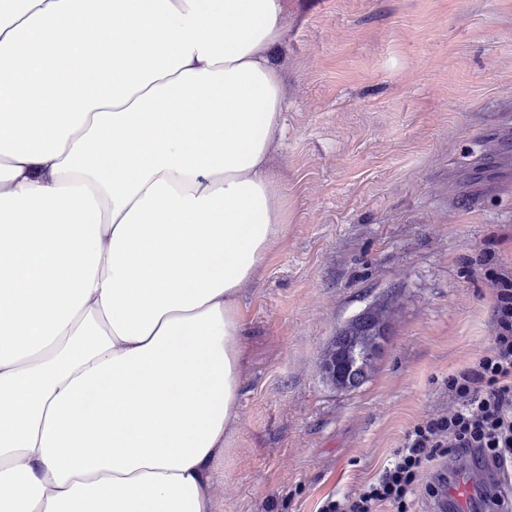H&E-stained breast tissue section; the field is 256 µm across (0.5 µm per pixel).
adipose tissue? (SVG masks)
<instances>
[{"instance_id":"obj_1","label":"adipose tissue","mask_w":512,"mask_h":512,"mask_svg":"<svg viewBox=\"0 0 512 512\" xmlns=\"http://www.w3.org/2000/svg\"><path fill=\"white\" fill-rule=\"evenodd\" d=\"M285 11L0 0V512H217Z\"/></svg>"}]
</instances>
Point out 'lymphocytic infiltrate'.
Instances as JSON below:
<instances>
[{
  "label": "lymphocytic infiltrate",
  "mask_w": 512,
  "mask_h": 512,
  "mask_svg": "<svg viewBox=\"0 0 512 512\" xmlns=\"http://www.w3.org/2000/svg\"><path fill=\"white\" fill-rule=\"evenodd\" d=\"M451 411L413 425L378 476L353 496L329 500L321 512H410L415 497L441 503L445 458L475 457L497 471L512 469V276L496 280L495 334L470 366L449 374Z\"/></svg>",
  "instance_id": "f902f5d3"
}]
</instances>
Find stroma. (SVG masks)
I'll return each mask as SVG.
<instances>
[{
    "mask_svg": "<svg viewBox=\"0 0 512 512\" xmlns=\"http://www.w3.org/2000/svg\"><path fill=\"white\" fill-rule=\"evenodd\" d=\"M272 166L285 234L244 288L241 414L220 512H319L372 479L495 334L512 275V0H286ZM382 307L376 367L323 352Z\"/></svg>",
    "mask_w": 512,
    "mask_h": 512,
    "instance_id": "1",
    "label": "stroma"
}]
</instances>
